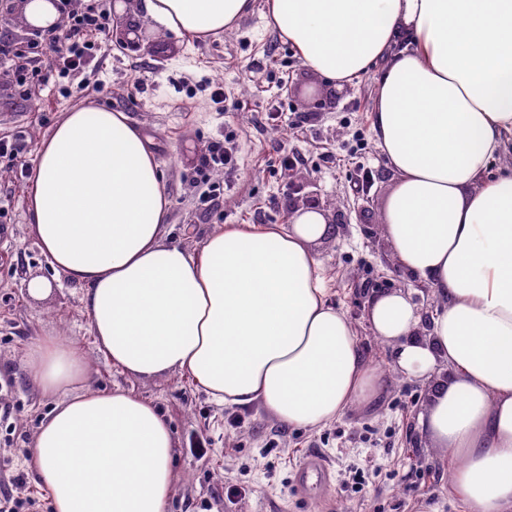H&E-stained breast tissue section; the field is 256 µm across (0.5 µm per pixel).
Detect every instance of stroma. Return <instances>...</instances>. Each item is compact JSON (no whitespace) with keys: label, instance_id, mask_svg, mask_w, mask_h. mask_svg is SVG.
I'll use <instances>...</instances> for the list:
<instances>
[{"label":"stroma","instance_id":"1","mask_svg":"<svg viewBox=\"0 0 512 512\" xmlns=\"http://www.w3.org/2000/svg\"><path fill=\"white\" fill-rule=\"evenodd\" d=\"M141 32L142 40L128 45L111 30L96 34L101 54L71 77L66 96L49 73L52 52L40 58L45 79L23 98L13 88L12 61L0 59V138L22 145L17 158H0V492L49 497L25 467L23 452L52 402L28 380L23 356L35 337L57 335L85 351L91 387L128 389L169 421L179 481L168 512H462L449 493L447 456L417 427L430 392L425 382L392 376L377 408L303 430L282 425L259 406L217 405L178 372L130 377L98 351L81 288L55 274L25 219L36 145L80 104L142 123L171 200L169 235L191 250L219 224L285 223L288 197L296 180L306 178L336 226L317 248L333 280L331 301L353 321L362 349L380 368H387L390 354L366 318L372 294L405 290L426 319L437 309L428 286L396 269L382 236L381 211L395 175L371 128L378 72L340 92L323 87L258 10L231 31L200 41L157 33L146 20ZM209 80L219 82L239 111L212 101ZM230 133L237 136L238 171L223 195L203 207L202 150ZM283 152L298 155L294 169H281ZM35 275L53 285L46 299L26 292ZM311 450L325 457L333 478L326 492L305 498L299 467ZM232 485L238 494H228Z\"/></svg>","mask_w":512,"mask_h":512}]
</instances>
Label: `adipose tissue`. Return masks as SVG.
Here are the masks:
<instances>
[{
	"instance_id": "obj_1",
	"label": "adipose tissue",
	"mask_w": 512,
	"mask_h": 512,
	"mask_svg": "<svg viewBox=\"0 0 512 512\" xmlns=\"http://www.w3.org/2000/svg\"><path fill=\"white\" fill-rule=\"evenodd\" d=\"M259 0H133L128 21L200 40ZM325 85L379 69L372 131L396 174L382 229L398 269L439 306L375 293L368 321L391 372L430 383L419 423L447 452L464 512H512V0H260ZM171 200L153 144L122 112L76 106L37 145L26 218L53 269L83 289L98 350L124 374L184 372L220 404L325 427L388 386L334 306L316 251L318 207L284 224L216 226L199 250L169 240ZM29 380L54 398L24 453L54 512H165L176 443L156 407L88 386L76 341L35 339Z\"/></svg>"
}]
</instances>
